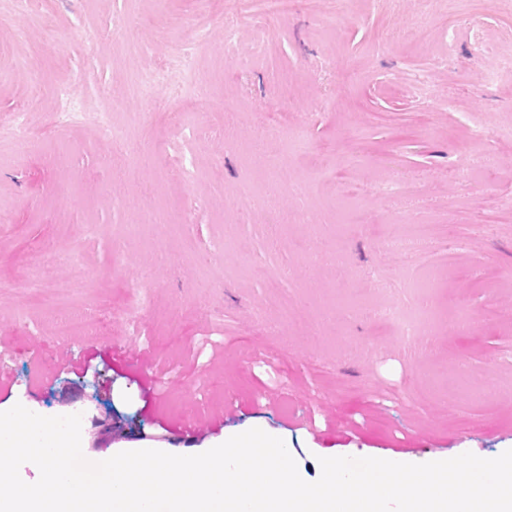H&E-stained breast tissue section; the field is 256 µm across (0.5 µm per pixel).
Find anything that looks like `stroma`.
<instances>
[{"instance_id": "1", "label": "stroma", "mask_w": 512, "mask_h": 512, "mask_svg": "<svg viewBox=\"0 0 512 512\" xmlns=\"http://www.w3.org/2000/svg\"><path fill=\"white\" fill-rule=\"evenodd\" d=\"M255 14L253 0H41L35 15L0 0V124L22 110L36 132L0 142V411L81 413L94 462L199 454L257 427L310 482L322 457L512 449V72L496 68L512 57V0ZM196 29L207 83L189 113L223 125L220 139H191L132 92L149 68L182 79L169 47ZM71 79L83 116L58 129L55 91ZM219 96L232 117L208 111ZM101 112L138 141L130 168L113 167ZM273 178L274 213L237 203ZM172 203L182 223H143ZM398 223L428 235L394 249ZM73 245L87 275L43 305L67 261L39 295L24 282L47 247ZM59 308L89 334L56 335ZM183 418L201 423L193 438L177 436Z\"/></svg>"}]
</instances>
